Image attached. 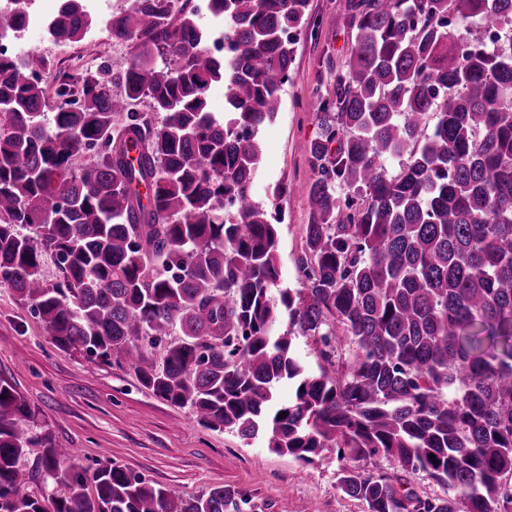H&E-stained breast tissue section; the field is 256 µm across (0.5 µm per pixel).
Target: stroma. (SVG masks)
<instances>
[{
	"instance_id": "35a3bbf8",
	"label": "stroma",
	"mask_w": 512,
	"mask_h": 512,
	"mask_svg": "<svg viewBox=\"0 0 512 512\" xmlns=\"http://www.w3.org/2000/svg\"><path fill=\"white\" fill-rule=\"evenodd\" d=\"M342 4L309 0L305 38L295 46L282 109L259 135L262 162L252 194L282 213L278 263L283 284L291 288L299 285L295 262L310 213L305 155L319 132L315 90L343 66L355 44L341 23ZM84 6L94 24L82 41L63 49L46 32L57 0H31V24L20 37L27 51L52 63L41 74L46 90L68 73L73 57L93 71L120 70L129 57L128 46L112 40L104 25L120 0H84ZM0 378L37 412L39 425L58 446L73 449L71 464L78 469L91 472L115 463L187 497L229 487L249 494L255 512H364L339 487L341 463L335 453L304 464L264 448L260 440L204 428L190 407L172 405L140 385L127 364L58 350L43 323L4 285Z\"/></svg>"
}]
</instances>
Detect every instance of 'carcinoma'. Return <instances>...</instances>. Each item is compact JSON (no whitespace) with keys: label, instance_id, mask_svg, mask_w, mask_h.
I'll return each instance as SVG.
<instances>
[{"label":"carcinoma","instance_id":"carcinoma-1","mask_svg":"<svg viewBox=\"0 0 512 512\" xmlns=\"http://www.w3.org/2000/svg\"><path fill=\"white\" fill-rule=\"evenodd\" d=\"M28 2L0 12L1 37L25 28ZM188 2L113 13L112 39L132 48L123 93L100 72L69 75L50 118L51 62L0 47V282L59 350L128 364L209 429L306 464L326 451L387 462L340 469L365 512H512V0H344L355 46L318 91L299 289L282 286L278 225L252 184L294 60L283 35L308 0H210L222 58ZM90 24L81 0H62L49 33L79 42ZM143 98L149 113L133 109ZM298 334L320 345L318 370ZM2 394L0 512L249 503L224 486L185 497L116 464L66 470L71 449L22 425L36 413L4 381ZM32 448L63 495L25 493ZM422 473L446 495L404 480Z\"/></svg>","mask_w":512,"mask_h":512}]
</instances>
